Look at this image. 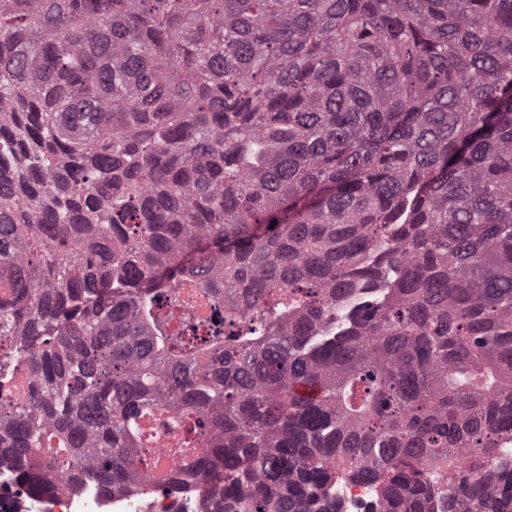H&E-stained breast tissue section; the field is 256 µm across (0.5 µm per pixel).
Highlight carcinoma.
Returning <instances> with one entry per match:
<instances>
[{"label": "carcinoma", "instance_id": "cac0c4a2", "mask_svg": "<svg viewBox=\"0 0 512 512\" xmlns=\"http://www.w3.org/2000/svg\"><path fill=\"white\" fill-rule=\"evenodd\" d=\"M0 152L26 492L512 512V0H0ZM168 441V435L157 431L155 440L148 447L141 448V455H144L149 460H154L157 464V469L160 464H164L166 469L171 468L173 461L165 453V445ZM329 498L341 503L342 512H371L376 500L375 487L367 482L341 481L323 490Z\"/></svg>", "mask_w": 512, "mask_h": 512}]
</instances>
